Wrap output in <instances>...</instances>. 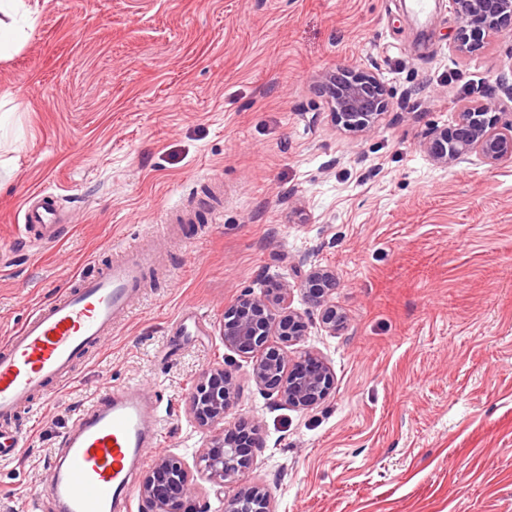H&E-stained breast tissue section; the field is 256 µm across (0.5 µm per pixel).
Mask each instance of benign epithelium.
<instances>
[{
  "label": "benign epithelium",
  "instance_id": "7a95c632",
  "mask_svg": "<svg viewBox=\"0 0 512 512\" xmlns=\"http://www.w3.org/2000/svg\"><path fill=\"white\" fill-rule=\"evenodd\" d=\"M459 26L452 51L460 57L480 54L507 22H512V0H448ZM324 93L337 124L356 135L370 133L389 100L385 83L368 70L343 68L321 77ZM502 100L465 104L452 129H433L423 149L428 158L453 166L476 153L488 164L512 158V124L500 123ZM308 297L320 308V324L336 335L343 316L330 302L336 288L334 275L321 267L304 274ZM293 287L279 282L259 294L245 293L224 310L220 335L224 348L251 365L248 379L283 406L307 409L323 402L334 388V376L324 359L312 352L294 358L288 347L307 328L304 316L291 308ZM279 341H272V337ZM240 385L224 367L202 370L191 392V416L202 430L222 425L211 446L198 455L199 469L222 495L224 512H274L268 491L261 485L241 487L240 477L250 467L252 449L263 446L257 425L224 424L237 399ZM194 476L170 456L155 459L140 487L143 512H168L173 502L194 496Z\"/></svg>",
  "mask_w": 512,
  "mask_h": 512
}]
</instances>
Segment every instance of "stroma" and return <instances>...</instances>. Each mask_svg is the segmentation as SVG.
Returning <instances> with one entry per match:
<instances>
[{"instance_id": "35a3bbf8", "label": "stroma", "mask_w": 512, "mask_h": 512, "mask_svg": "<svg viewBox=\"0 0 512 512\" xmlns=\"http://www.w3.org/2000/svg\"><path fill=\"white\" fill-rule=\"evenodd\" d=\"M27 4L36 23L0 59V100L16 106L0 131V341L143 232L167 272L78 379L22 411L0 512H35L59 435L107 387L154 385L168 412L147 458L192 464L212 434L191 392L211 366L240 385L228 422L260 425L242 481L266 485L274 512H512V160L445 167L422 147L512 80V28L464 59L447 7L424 44L403 0ZM341 67L387 86L369 134L337 126L319 91ZM44 188L71 221L15 248ZM303 256L336 275V335L295 273ZM270 281L308 323L291 355L318 353L334 375L308 410L275 404L221 340L225 308ZM193 311L200 327L178 339Z\"/></svg>"}]
</instances>
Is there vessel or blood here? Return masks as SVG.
I'll list each match as a JSON object with an SVG mask.
<instances>
[{
  "instance_id": "vessel-or-blood-1",
  "label": "vessel or blood",
  "mask_w": 512,
  "mask_h": 512,
  "mask_svg": "<svg viewBox=\"0 0 512 512\" xmlns=\"http://www.w3.org/2000/svg\"><path fill=\"white\" fill-rule=\"evenodd\" d=\"M25 225L55 239L64 221L57 194L43 189L23 205ZM159 259L148 240L121 247L96 275L78 276L38 305L0 343V455L27 438L16 424L33 397L47 398L60 379H76L83 359L100 348L148 288ZM162 400L150 387L108 389L73 417L47 467V492L59 512H119L131 500L134 475L146 449L158 446Z\"/></svg>"
}]
</instances>
